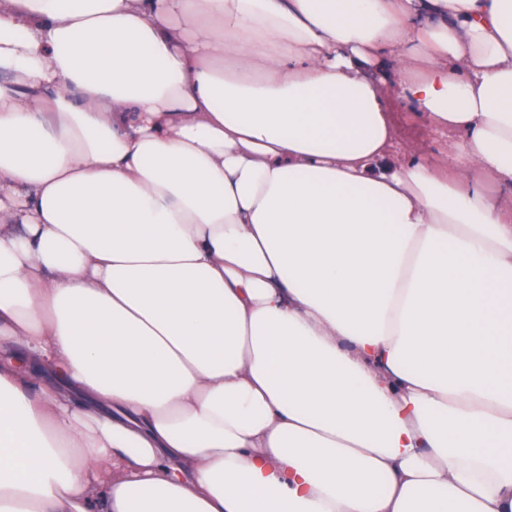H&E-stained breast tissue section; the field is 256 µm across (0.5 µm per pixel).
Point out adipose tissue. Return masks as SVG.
<instances>
[{
    "instance_id": "obj_1",
    "label": "adipose tissue",
    "mask_w": 512,
    "mask_h": 512,
    "mask_svg": "<svg viewBox=\"0 0 512 512\" xmlns=\"http://www.w3.org/2000/svg\"><path fill=\"white\" fill-rule=\"evenodd\" d=\"M0 512H512V0H0Z\"/></svg>"
}]
</instances>
